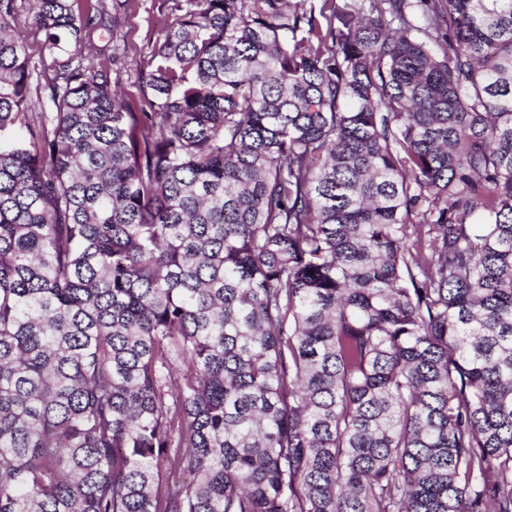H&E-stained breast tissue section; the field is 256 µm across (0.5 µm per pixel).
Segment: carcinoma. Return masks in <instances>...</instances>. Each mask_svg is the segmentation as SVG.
I'll return each instance as SVG.
<instances>
[{
    "label": "carcinoma",
    "instance_id": "carcinoma-1",
    "mask_svg": "<svg viewBox=\"0 0 512 512\" xmlns=\"http://www.w3.org/2000/svg\"><path fill=\"white\" fill-rule=\"evenodd\" d=\"M171 2L0 0V512H512V0ZM167 0H132V7L123 24L122 38L113 44L124 51L127 71L120 73V87L129 106L141 107L142 90L136 77V68L146 66L152 47L162 38L171 22ZM11 25L17 35L24 39L30 47L29 52L32 57L31 67L33 68L35 66L39 72L44 71L48 63H45L44 66L39 57L42 35L35 26L33 14L28 10L20 11L11 21ZM105 51V55H100V50ZM82 54L94 62H100L105 67L109 66L108 56H112V40L104 31H96L93 35V41L90 46L82 48Z\"/></svg>",
    "mask_w": 512,
    "mask_h": 512
}]
</instances>
